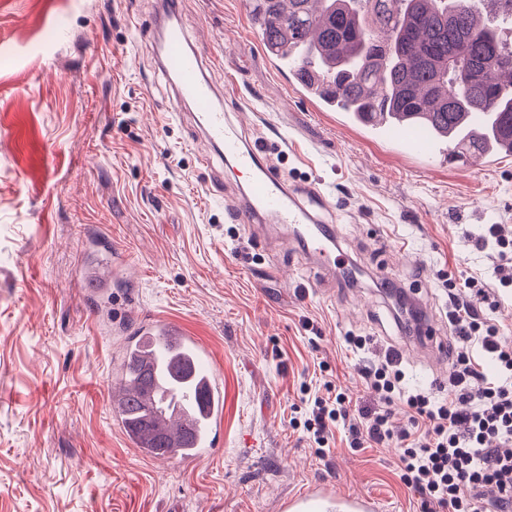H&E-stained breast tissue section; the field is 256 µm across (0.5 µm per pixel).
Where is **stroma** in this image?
I'll return each mask as SVG.
<instances>
[{
	"label": "stroma",
	"mask_w": 512,
	"mask_h": 512,
	"mask_svg": "<svg viewBox=\"0 0 512 512\" xmlns=\"http://www.w3.org/2000/svg\"><path fill=\"white\" fill-rule=\"evenodd\" d=\"M158 2L0 0V512H281L326 479L384 512H422L397 476V441L355 451L337 427L321 454L290 421L309 410L304 384L371 400L348 335L373 356L398 349L406 386L447 397L461 348L448 279L490 278L470 237L512 227V155L427 168L305 98L267 52L255 0H177L225 109L252 106L246 139H270L285 180L334 199L361 278L330 280L298 244L225 221L240 186L220 155L198 167L191 120L166 112L170 89L135 28ZM102 235L130 267L92 295L79 267ZM382 274L437 316L432 351L395 323ZM148 318L181 324L222 374L208 457L150 456L110 414L124 341Z\"/></svg>",
	"instance_id": "stroma-1"
}]
</instances>
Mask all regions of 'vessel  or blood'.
<instances>
[{"mask_svg":"<svg viewBox=\"0 0 512 512\" xmlns=\"http://www.w3.org/2000/svg\"><path fill=\"white\" fill-rule=\"evenodd\" d=\"M157 65L171 96L167 108L175 115L190 114L194 129L208 147L219 151L231 169L244 177L239 200L226 212L235 224H271L300 242L305 256L317 259L329 273H349V260L336 249V228L326 215L333 208L319 186L312 182H286L269 161L262 145L247 141L239 125L218 100V83L202 46L190 41L178 11L152 15L144 28ZM376 134L424 160L428 167L441 165L448 149L426 123H382ZM114 271L109 259L85 263L80 285L88 293L105 294ZM138 358L154 374L152 391L142 403L153 408V434L169 449L203 456L214 445L213 424L224 410V392L207 349L174 323L146 326L138 344ZM283 512H380L368 494L342 495L334 484L318 483L306 493L289 497Z\"/></svg>","mask_w":512,"mask_h":512,"instance_id":"1","label":"vessel or blood"}]
</instances>
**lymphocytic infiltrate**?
Segmentation results:
<instances>
[{"label": "lymphocytic infiltrate", "mask_w": 512, "mask_h": 512, "mask_svg": "<svg viewBox=\"0 0 512 512\" xmlns=\"http://www.w3.org/2000/svg\"><path fill=\"white\" fill-rule=\"evenodd\" d=\"M474 243L491 252L499 287L512 288V236L501 225L488 224ZM498 306L484 279L449 282V322L463 349L448 374L447 399L407 389L401 356L389 349L359 369L373 404L354 406L346 393L326 385L324 394L310 399L303 433L320 449L328 447L340 423L347 425L353 448L398 440L399 479L422 505L484 512L491 501L512 512V343L486 316ZM399 403L409 412V426L400 430L391 422L392 407Z\"/></svg>", "instance_id": "f902f5d3"}]
</instances>
